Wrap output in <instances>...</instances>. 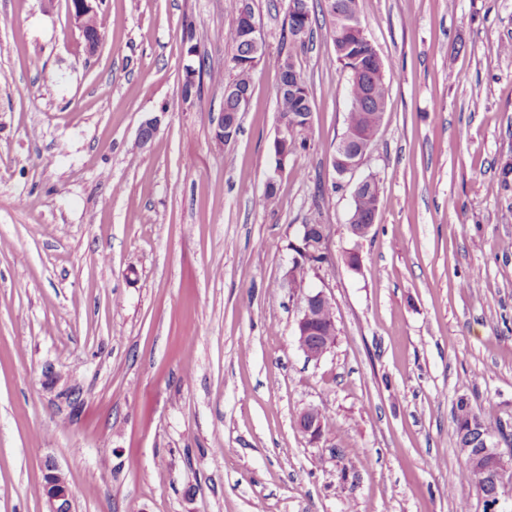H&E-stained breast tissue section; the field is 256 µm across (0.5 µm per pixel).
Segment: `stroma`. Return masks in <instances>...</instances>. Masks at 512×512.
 Instances as JSON below:
<instances>
[{"label":"stroma","mask_w":512,"mask_h":512,"mask_svg":"<svg viewBox=\"0 0 512 512\" xmlns=\"http://www.w3.org/2000/svg\"><path fill=\"white\" fill-rule=\"evenodd\" d=\"M250 3L264 54L221 145L226 0H103L92 56L68 0H0V512H47L49 460L75 512H486L453 406L512 421V0H360L389 85L360 242L329 23L300 47L287 0ZM189 26L212 74L187 102ZM288 56L312 128L269 205ZM307 224L328 259L288 288ZM319 290L339 333L310 361L296 321ZM380 206V192L373 193L369 191L361 192L356 198L352 197V206L349 214L348 224H354L358 228L362 226H370L366 236H355L350 234L355 241L364 240L372 231L374 224H371L372 215Z\"/></svg>","instance_id":"stroma-1"}]
</instances>
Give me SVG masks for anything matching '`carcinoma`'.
I'll return each instance as SVG.
<instances>
[{
    "label": "carcinoma",
    "instance_id": "obj_1",
    "mask_svg": "<svg viewBox=\"0 0 512 512\" xmlns=\"http://www.w3.org/2000/svg\"><path fill=\"white\" fill-rule=\"evenodd\" d=\"M296 7L302 20L300 27L287 25L291 40L301 45L312 31L316 17L312 16L309 0H295ZM322 15L330 20V36L335 47L336 61L350 74L348 97L349 111L345 118V129L352 131L356 139L369 144L374 149L377 135L385 112L386 98L389 88L385 82L384 71L373 67L374 47L361 30L352 26L351 20L360 17L358 0H322ZM229 11L235 15L234 25L224 33V40L232 45L234 54L231 57L232 69L235 76L230 85L242 93L252 94V75L255 67L246 63L251 47L241 39L240 15L242 0H227ZM278 81L290 86V90L277 96L281 118L292 125V134L282 143V149L292 156L298 148L306 145V140L298 139L302 132L311 125V95L301 76L296 70L291 58H285L279 66ZM380 206V195L364 191L352 199L348 223L358 227L370 225L372 215ZM312 253L302 257L301 263H296L288 271L291 281L300 286L307 279L315 264L322 263L326 256L318 248L310 247ZM333 311H312L313 328L317 341L327 347L334 346L337 331L332 329ZM459 412L454 414L457 433V445L464 457L459 469L461 482L486 490L492 486L496 477L494 457L488 455L481 460L472 457L466 449L468 441L462 436L464 425L468 420L479 418L474 412L466 395L459 396Z\"/></svg>",
    "mask_w": 512,
    "mask_h": 512
}]
</instances>
